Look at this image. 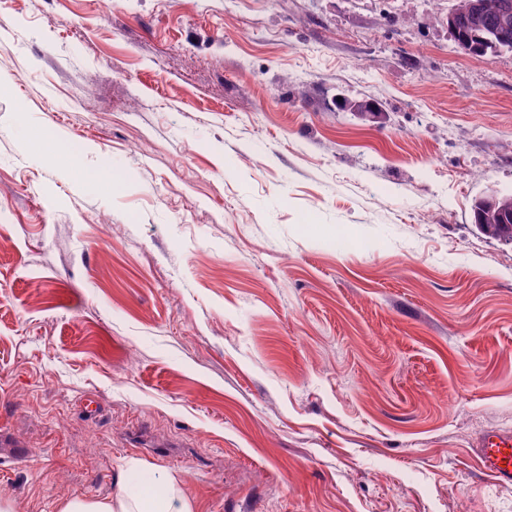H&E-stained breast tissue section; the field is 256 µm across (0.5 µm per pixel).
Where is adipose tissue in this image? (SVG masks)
<instances>
[{
	"instance_id": "adipose-tissue-1",
	"label": "adipose tissue",
	"mask_w": 512,
	"mask_h": 512,
	"mask_svg": "<svg viewBox=\"0 0 512 512\" xmlns=\"http://www.w3.org/2000/svg\"><path fill=\"white\" fill-rule=\"evenodd\" d=\"M140 464L128 460L119 470L120 491L107 498L75 497L59 512H195L194 502L180 490L175 477L142 480Z\"/></svg>"
}]
</instances>
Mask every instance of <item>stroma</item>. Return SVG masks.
I'll return each mask as SVG.
<instances>
[{"mask_svg": "<svg viewBox=\"0 0 512 512\" xmlns=\"http://www.w3.org/2000/svg\"><path fill=\"white\" fill-rule=\"evenodd\" d=\"M452 5L0 0L14 512L129 459L198 512H512L476 455L512 433V245L472 210L512 194V52ZM504 0H485L489 6L477 18L469 20L467 25L460 31L458 39H455L459 48L468 54H476L481 50L483 55L497 53L501 49L512 51V43L503 42L497 37L499 31V8L497 4ZM489 38L492 44L483 41Z\"/></svg>", "mask_w": 512, "mask_h": 512, "instance_id": "1", "label": "stroma"}]
</instances>
